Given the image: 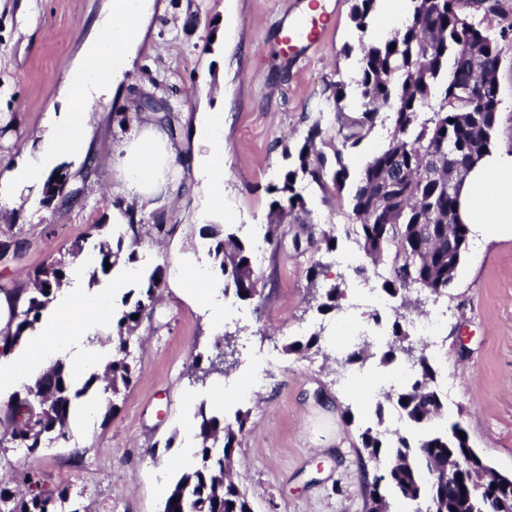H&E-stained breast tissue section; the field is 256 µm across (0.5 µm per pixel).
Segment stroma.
Returning <instances> with one entry per match:
<instances>
[{
	"mask_svg": "<svg viewBox=\"0 0 512 512\" xmlns=\"http://www.w3.org/2000/svg\"><path fill=\"white\" fill-rule=\"evenodd\" d=\"M109 0H0V168L23 162L37 148L50 110L61 106L69 71ZM351 0H167L164 13L149 20L150 39L131 60L121 97L102 100L91 113V153L85 166L63 159L70 204L42 203L41 186L27 188L33 207L4 210L19 224L23 256L0 263V285L14 287L36 268L66 255L75 244L92 249L102 241L134 255L140 276L156 266L168 275L152 317L131 337L130 362L136 378L115 400L117 412L97 410L84 425L69 427L68 442L45 443L42 451L0 449V478L29 473L44 488L62 489L59 512H163L165 497L196 462L195 413L199 405L226 421L247 412L251 430L232 462L254 512H363L364 476L357 450L360 434L374 419V402L394 383L391 369L377 359L353 371L313 353H286L288 343L323 332L337 353L350 345L337 335L340 322L355 335L390 329L391 307L380 301L381 283L347 289L340 313L320 314L307 301L309 255L296 254L294 235L334 229L335 252L324 255L328 280L349 276L341 258L358 246L347 196L325 194L304 181L306 209L280 224L273 242L255 253L266 283L262 301L224 295V279L201 214L204 192L193 176L173 199L158 198L173 230L163 242L140 243L114 236L112 168L104 163L114 143L126 138L120 124L137 93H149L171 115L184 136L199 112L224 111V199L226 229L245 246L263 240L272 197L292 164L310 118L324 102L326 85L345 82L342 104L359 99V33L349 19ZM326 15L329 31L299 58L278 45L283 20ZM498 72L500 105L493 145L512 143V45ZM200 267L224 296V321L213 324L208 310L176 285L178 265ZM448 320L433 347L436 384L445 401L441 429L460 424L473 448L492 467L512 473V237L486 245L469 242L447 295L437 301ZM236 336L235 370L225 378L194 382V359L217 353L224 333Z\"/></svg>",
	"mask_w": 512,
	"mask_h": 512,
	"instance_id": "stroma-1",
	"label": "stroma"
}]
</instances>
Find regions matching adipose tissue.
I'll return each mask as SVG.
<instances>
[{"instance_id": "obj_1", "label": "adipose tissue", "mask_w": 512, "mask_h": 512, "mask_svg": "<svg viewBox=\"0 0 512 512\" xmlns=\"http://www.w3.org/2000/svg\"><path fill=\"white\" fill-rule=\"evenodd\" d=\"M155 7L154 0H111L108 14L84 46L81 65L69 76V96L40 134L37 150L24 163L0 173V207L20 205L23 189L42 180L62 156L85 157L88 115L102 90L118 89L146 38L147 20ZM223 126V113L200 115L192 136L200 149L189 154L170 139L155 113H139L133 134L113 145L109 156L115 191L135 207L147 206L157 196L176 190L189 171L206 188V215L223 218L224 144L215 137ZM459 214L486 244L512 230V147L491 149L469 170L460 188ZM89 277V268L79 267L72 282L63 286L28 357L0 359V389L32 381L66 355H76L81 363L96 355L88 340L107 336L112 295L122 288L124 278L119 275L93 288Z\"/></svg>"}]
</instances>
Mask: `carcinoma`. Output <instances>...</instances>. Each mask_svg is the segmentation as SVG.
<instances>
[{"label": "carcinoma", "mask_w": 512, "mask_h": 512, "mask_svg": "<svg viewBox=\"0 0 512 512\" xmlns=\"http://www.w3.org/2000/svg\"><path fill=\"white\" fill-rule=\"evenodd\" d=\"M470 0H411V12L404 29L382 42L359 41L360 68L356 83L361 90L363 109L355 113L340 105L342 87L326 96L327 108L308 125L298 151L296 168L281 182L267 187L279 196L273 202V223L280 224L296 208H305L297 190L298 179H307L326 194L349 190L351 217L357 221L356 243L363 257L374 263L386 260L388 276L381 291L394 307L391 334L380 360L398 369L409 368L410 375L377 399L376 422L361 433L359 457L388 465L387 475L365 479V512H388L386 489L403 500L429 497L439 512H500V498L512 495V484L497 489H478V481L496 482V472L485 458L465 452L469 439L461 438V427L451 432L434 430L417 441L394 433L386 438L384 404L397 409L415 428L431 424L443 410L434 387L435 370L428 344L415 345L403 327L408 315L419 309L421 300L411 299L417 288L439 298L445 295L468 248L470 228L458 215V181L463 172L489 152L497 119L495 98L501 65L499 40L512 35V25L499 37L489 35L482 22L463 11ZM376 0H352L350 20L356 30H368ZM479 81L486 96L473 98L462 90L463 83ZM389 112L391 132L388 143L375 151L355 176H350L345 155L358 147L376 124L380 110ZM329 121L336 169L331 181L324 171L328 162L318 144L324 141L323 121ZM68 174L57 170L43 183L44 201H66L76 193L65 192ZM286 200L283 207L280 200ZM213 239L212 252L222 257L219 268L224 292L241 300L261 296L264 288L252 262L251 251L236 236L219 225L207 228ZM298 254L336 249L334 229L320 237L310 232L306 238L291 240ZM82 254L74 246L67 255L34 270L29 288H11L4 295L12 300V338L0 345L7 353L28 337L55 300L60 287ZM119 252L108 243L99 245L94 256L95 271L108 273L105 264L115 265ZM323 264L314 259L307 268L309 300L326 314L342 309L345 281L319 284ZM166 268L156 267L142 280L136 299L128 305L115 325L112 361L104 375L90 374L77 389L65 364L59 362L39 376L32 388L44 393L36 400L31 394L18 397L0 418V442L26 448L34 453L42 436L68 441V424L73 401L93 390L103 399L118 396L133 382L136 369L129 362L131 333L140 320L153 314L155 295L164 284ZM392 289H387V286ZM322 333H312L306 341L285 347L288 353L314 351L324 360H336L321 345ZM371 343L359 344L342 360V365H365L373 357ZM235 368L223 355L209 360L206 368L195 361L190 377L196 381L218 373L229 375ZM195 438L199 463L184 474L168 491L163 512H254L246 491L230 475L231 458L248 433V413L239 411L228 423L205 404L196 413ZM455 474L447 482H432L423 472L446 471ZM11 480L0 479V504L7 512H58L57 502L65 491L44 490L28 485L27 495L13 499Z\"/></svg>", "instance_id": "carcinoma-1"}]
</instances>
